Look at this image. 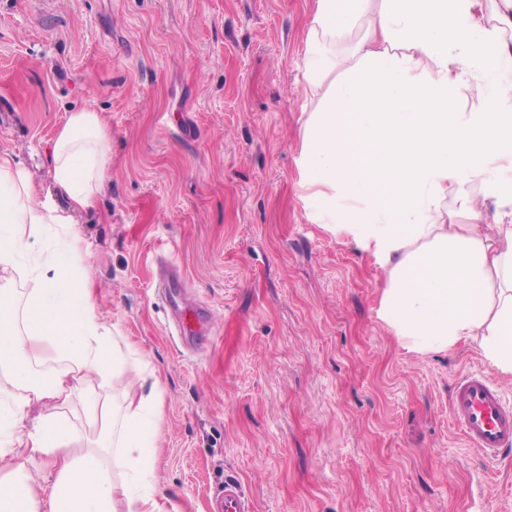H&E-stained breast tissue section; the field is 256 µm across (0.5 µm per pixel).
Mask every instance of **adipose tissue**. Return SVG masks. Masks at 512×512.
Segmentation results:
<instances>
[{
	"label": "adipose tissue",
	"instance_id": "obj_1",
	"mask_svg": "<svg viewBox=\"0 0 512 512\" xmlns=\"http://www.w3.org/2000/svg\"><path fill=\"white\" fill-rule=\"evenodd\" d=\"M496 2L490 18L481 0H312L296 164L308 219L382 269L376 314L405 351L473 339L512 376V0ZM47 163L42 196L0 153V275L33 283L0 285V512H166L161 394L112 396L151 362L102 319L76 229L112 180L96 112L69 114ZM77 396L94 430L80 452Z\"/></svg>",
	"mask_w": 512,
	"mask_h": 512
}]
</instances>
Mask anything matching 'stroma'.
I'll return each instance as SVG.
<instances>
[{"label": "stroma", "mask_w": 512, "mask_h": 512, "mask_svg": "<svg viewBox=\"0 0 512 512\" xmlns=\"http://www.w3.org/2000/svg\"><path fill=\"white\" fill-rule=\"evenodd\" d=\"M311 0H0V151L42 192L71 111L112 134V187L78 230L100 312L163 387L155 479L208 512H512V450L453 426L477 343L417 356L376 316L383 273L310 223L295 157ZM206 309L187 346L166 263ZM211 512H253L252 500L246 496L241 482L235 477L224 481V490L219 493L211 504Z\"/></svg>", "instance_id": "1"}]
</instances>
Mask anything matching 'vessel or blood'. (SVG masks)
I'll return each mask as SVG.
<instances>
[{
    "label": "vessel or blood",
    "mask_w": 512,
    "mask_h": 512,
    "mask_svg": "<svg viewBox=\"0 0 512 512\" xmlns=\"http://www.w3.org/2000/svg\"><path fill=\"white\" fill-rule=\"evenodd\" d=\"M449 412L468 445L489 462H496L503 450L512 447V406L505 404L486 373L469 372L457 380ZM211 507L212 512H254L252 500L234 477L225 480Z\"/></svg>",
    "instance_id": "b4317fda"
}]
</instances>
